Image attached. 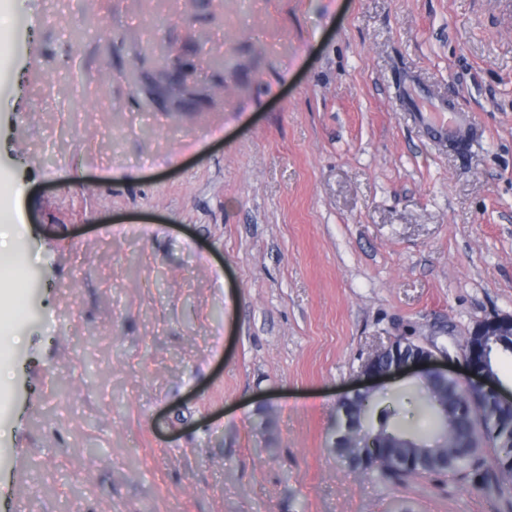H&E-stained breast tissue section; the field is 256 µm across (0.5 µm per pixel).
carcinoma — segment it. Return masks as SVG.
Returning a JSON list of instances; mask_svg holds the SVG:
<instances>
[{"label":"carcinoma","mask_w":512,"mask_h":512,"mask_svg":"<svg viewBox=\"0 0 512 512\" xmlns=\"http://www.w3.org/2000/svg\"><path fill=\"white\" fill-rule=\"evenodd\" d=\"M422 385L427 405L451 430V437L440 445V453L428 454V440L395 427L391 424L395 412L378 409L369 398L363 405L350 408V420L359 424L367 443L362 448H351L349 439L342 438L334 446L336 455L349 460L354 469L399 480L433 472L463 475L480 461L477 434L482 430L493 443L498 467L512 471V409L483 394L475 398L463 394L452 377L446 385L429 378L423 379Z\"/></svg>","instance_id":"obj_1"}]
</instances>
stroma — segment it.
Returning a JSON list of instances; mask_svg holds the SVG:
<instances>
[{"instance_id": "stroma-1", "label": "stroma", "mask_w": 512, "mask_h": 512, "mask_svg": "<svg viewBox=\"0 0 512 512\" xmlns=\"http://www.w3.org/2000/svg\"><path fill=\"white\" fill-rule=\"evenodd\" d=\"M0 512H512L348 467L390 341L512 314V0H0ZM471 115L452 150L401 105ZM441 432L407 374L373 387ZM1 281L13 288L12 300L0 308V332L8 335L30 315L27 299L29 272L24 266L0 264V284Z\"/></svg>"}]
</instances>
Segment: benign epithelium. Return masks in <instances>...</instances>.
I'll list each match as a JSON object with an SVG mask.
<instances>
[{
	"label": "benign epithelium",
	"instance_id": "1",
	"mask_svg": "<svg viewBox=\"0 0 512 512\" xmlns=\"http://www.w3.org/2000/svg\"><path fill=\"white\" fill-rule=\"evenodd\" d=\"M512 336V315H498L482 320L469 333L471 351L469 357L463 358L470 378L464 386L465 392L476 391L490 393L499 404L512 405V393L502 389L495 381V375L486 367L487 353L497 337ZM406 370H413L422 377L447 374L437 367V359L432 351L424 346L403 339L367 356L361 364V372L368 378H381L396 375Z\"/></svg>",
	"mask_w": 512,
	"mask_h": 512
}]
</instances>
